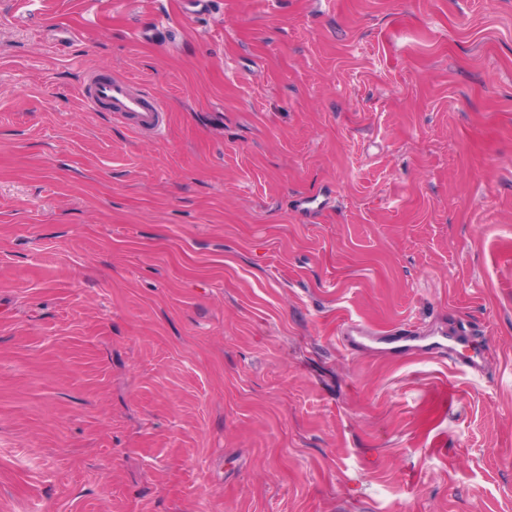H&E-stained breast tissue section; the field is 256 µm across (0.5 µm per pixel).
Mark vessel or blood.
Segmentation results:
<instances>
[{"mask_svg": "<svg viewBox=\"0 0 512 512\" xmlns=\"http://www.w3.org/2000/svg\"><path fill=\"white\" fill-rule=\"evenodd\" d=\"M76 93L88 109L107 107L114 120L135 134L159 137L168 126L166 101L145 80L126 74L105 77L90 71L83 76Z\"/></svg>", "mask_w": 512, "mask_h": 512, "instance_id": "vessel-or-blood-1", "label": "vessel or blood"}]
</instances>
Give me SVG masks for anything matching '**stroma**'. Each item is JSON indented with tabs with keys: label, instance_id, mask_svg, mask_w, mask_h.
Here are the masks:
<instances>
[{
	"label": "stroma",
	"instance_id": "obj_1",
	"mask_svg": "<svg viewBox=\"0 0 512 512\" xmlns=\"http://www.w3.org/2000/svg\"><path fill=\"white\" fill-rule=\"evenodd\" d=\"M0 512H512V0H0ZM76 93L91 111L105 105L112 120H117L137 135L160 137L168 127L165 98L151 84L130 75L104 77L98 71L87 72ZM359 326L360 324H357L355 322L349 323L347 325V328L343 332V340L350 349L368 347L372 348L371 345H368L363 342V340L368 339L372 343L391 345L389 347H386L385 349H396L399 352L405 353L418 351L433 358H440L442 357V353H446L447 351L444 348H441L437 345H433L435 343H431L420 347L413 345L412 342L416 341L417 338H420V336H411L410 334H412V332L408 330L404 331H407L409 333L400 332L401 335L394 336V339L383 341L381 336H375L368 332L367 334L370 336H367L366 333H364Z\"/></svg>",
	"mask_w": 512,
	"mask_h": 512
}]
</instances>
